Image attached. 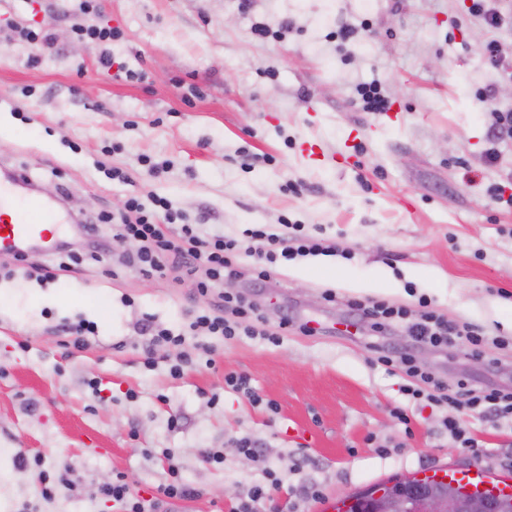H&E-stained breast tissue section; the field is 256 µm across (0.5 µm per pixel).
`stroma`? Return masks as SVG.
Returning <instances> with one entry per match:
<instances>
[{
  "instance_id": "stroma-1",
  "label": "stroma",
  "mask_w": 512,
  "mask_h": 512,
  "mask_svg": "<svg viewBox=\"0 0 512 512\" xmlns=\"http://www.w3.org/2000/svg\"><path fill=\"white\" fill-rule=\"evenodd\" d=\"M470 4L251 0L244 11L239 0H97V23L122 33L112 56L126 78L102 71L100 46L74 37L76 0H0V170L24 168L50 197L66 185L63 205L79 218L157 194L204 234L238 237L285 217L352 254L298 259L268 281V328L285 313L296 324L280 345L219 342L178 379L173 350L144 368L136 324L151 316L178 329L218 298L126 267L112 225L101 227L109 253L59 282L0 278V512H121L100 487L123 472L150 496L165 448L203 491L183 512H226L260 477L237 451L243 436L288 476L278 512H324L346 493L443 466L512 476V430L470 418L485 451L456 447L440 410L402 395L403 367L377 361L380 349H407L448 384L512 391V349L479 366L460 345L414 347L402 327L375 333L346 305H414L423 294L449 323L512 338V210L489 195L497 184L512 194V139L497 138L477 96L492 88L498 109L512 110V75L485 64L488 33ZM19 25L51 32L53 49L20 42ZM344 25L357 34L340 52ZM373 81L386 111L356 101ZM147 157L165 172L150 176ZM112 167L130 182L110 180ZM327 288L337 302L323 299ZM64 318L96 323L85 350L55 335ZM306 321L315 335L298 331ZM228 372L247 375L277 414L226 391ZM397 406L410 425L393 417ZM206 448L223 451V466L202 462ZM302 455L312 466L290 474ZM67 463L68 488L43 498V476ZM303 484L318 497L298 498Z\"/></svg>"
}]
</instances>
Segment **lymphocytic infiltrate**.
<instances>
[{
    "label": "lymphocytic infiltrate",
    "mask_w": 512,
    "mask_h": 512,
    "mask_svg": "<svg viewBox=\"0 0 512 512\" xmlns=\"http://www.w3.org/2000/svg\"><path fill=\"white\" fill-rule=\"evenodd\" d=\"M470 11L480 18L492 34L483 48L486 63L495 69L503 68L505 59L499 41L494 37L495 32L505 24V15L498 0H472ZM79 12L81 19L73 25V33L78 39L101 45L99 64L103 69H111L112 43L120 38V31L91 22L90 17L96 12L95 0H80ZM154 204L156 209H164V220H157L156 209L152 212L146 210L133 196L126 198L120 210L103 215L102 220L115 224L120 236L137 243L136 252L126 260L127 266L144 274L173 270L180 278L190 279L196 291L202 295L214 293L223 285L226 276L236 274L238 262L243 258L250 259L252 275L256 282L261 283L271 277L274 267L280 263L299 257L334 256L338 253L335 244L324 239L307 234L280 233L270 224L254 225L239 238L203 235L189 224L181 225L179 232L174 233L169 226L175 222L177 215L170 212L168 201L159 197ZM418 306V311L414 312L404 306L376 300L359 304L358 309L371 321L374 329L406 325L413 342L417 344L445 345L456 338L478 349L485 346L502 349L512 344L501 337L485 338L480 329L470 324L450 327L447 320L431 310L427 299H419ZM288 325V319L284 318L278 331H269L255 302L242 296L228 295L222 307L196 315L190 328L226 340L246 336L276 346L281 341V330L287 329ZM400 361L408 377L403 387L408 399L416 402L424 400L435 407L454 409L453 417L442 420L452 444L464 448L478 445L470 430L461 425L458 416L462 413L478 420L489 417L496 424L512 428V391L474 388L463 380L451 389L418 369L410 355H402ZM237 449L240 454L258 463L262 478L228 512H267L268 503L282 489L286 477L267 466L262 448L252 437L238 439ZM161 454L167 462L166 477L150 497L134 494L126 475L121 472L116 474L112 482L101 487V495L120 504L123 512H162L172 502L200 497V490L183 479L175 453L165 448Z\"/></svg>",
    "instance_id": "obj_1"
}]
</instances>
